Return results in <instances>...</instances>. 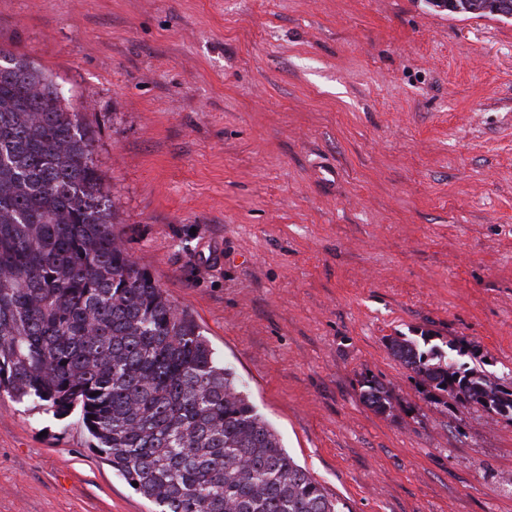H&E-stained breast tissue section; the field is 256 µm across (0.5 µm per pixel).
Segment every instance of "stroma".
Segmentation results:
<instances>
[{"mask_svg":"<svg viewBox=\"0 0 512 512\" xmlns=\"http://www.w3.org/2000/svg\"><path fill=\"white\" fill-rule=\"evenodd\" d=\"M0 47L80 113L125 248L346 512H512V420L430 403L386 348L463 341L512 381V19L0 0ZM151 510L79 413L0 397V512ZM364 388L362 397L376 413L386 414L390 411V396L382 384L375 380H367Z\"/></svg>","mask_w":512,"mask_h":512,"instance_id":"obj_1","label":"stroma"}]
</instances>
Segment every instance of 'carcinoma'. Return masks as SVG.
I'll return each mask as SVG.
<instances>
[{
  "label": "carcinoma",
  "instance_id": "carcinoma-1",
  "mask_svg": "<svg viewBox=\"0 0 512 512\" xmlns=\"http://www.w3.org/2000/svg\"><path fill=\"white\" fill-rule=\"evenodd\" d=\"M499 16L512 0H438ZM33 62L0 47V393L80 412L93 448L155 512H342L283 446L201 326L124 248L92 138ZM436 403L512 416L501 379L401 336ZM378 414L390 396L366 381Z\"/></svg>",
  "mask_w": 512,
  "mask_h": 512
}]
</instances>
